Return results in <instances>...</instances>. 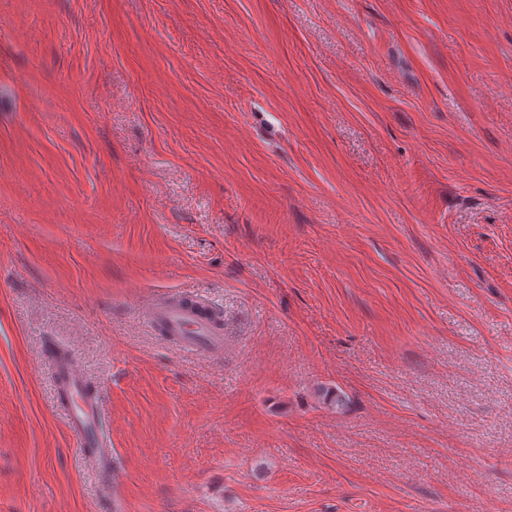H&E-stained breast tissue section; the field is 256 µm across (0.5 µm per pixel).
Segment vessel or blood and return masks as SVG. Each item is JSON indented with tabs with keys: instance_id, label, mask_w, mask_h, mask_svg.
Wrapping results in <instances>:
<instances>
[{
	"instance_id": "vessel-or-blood-1",
	"label": "vessel or blood",
	"mask_w": 512,
	"mask_h": 512,
	"mask_svg": "<svg viewBox=\"0 0 512 512\" xmlns=\"http://www.w3.org/2000/svg\"><path fill=\"white\" fill-rule=\"evenodd\" d=\"M149 314L151 322L163 326L179 347L209 354L224 346L222 334L194 308L160 301L151 306ZM54 380L59 397L70 403L68 428L78 437L82 453L111 465L112 455L102 446L98 406L87 396L82 376L69 360L59 357L54 361Z\"/></svg>"
}]
</instances>
